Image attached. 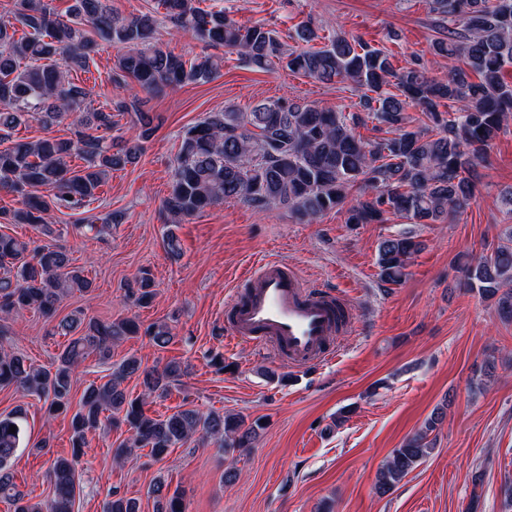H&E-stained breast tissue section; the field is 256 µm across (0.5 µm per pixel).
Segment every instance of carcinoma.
<instances>
[{
    "mask_svg": "<svg viewBox=\"0 0 512 512\" xmlns=\"http://www.w3.org/2000/svg\"><path fill=\"white\" fill-rule=\"evenodd\" d=\"M201 2L158 0L157 8L177 30L192 33L207 46L235 52L258 70L286 68L323 83L349 84L363 92L361 107L386 126L388 136L365 142L353 132L361 122L359 114L348 117L294 99L212 112L181 136L171 189L162 204L172 222L228 199L240 200L258 214L282 206L312 219L343 203L353 189L359 196L348 209L349 224H380L390 212L411 224H439L470 205L478 165L498 133L512 122V84L504 80L505 67L512 66V0H430L443 29L450 22L460 27V32L451 31L432 45L433 55L448 61L444 78L428 75L423 67L398 71L390 55L360 39L334 35L314 48L310 43L321 39L320 29L309 21L295 29L297 40L308 47L290 49L264 24L243 26L222 10L200 7ZM89 27L125 49L114 82L131 79L147 95L205 83L218 74L219 63L211 55L186 61L154 44L156 20L151 14L125 17L112 10L109 0H70L62 16L49 0H13L7 18H0V143L9 142L0 148V191L17 197L20 207L0 212L5 223L47 230L50 212L62 209L80 216L91 231L123 223L120 211L104 214L100 228L83 214L112 171L137 163L156 125L144 109L145 100L136 94L103 108L88 107L91 89L72 81L69 73L89 64ZM450 102H465L467 107L450 112ZM411 107L428 119L429 128H408L405 112ZM129 112L134 115L131 136L112 135L121 130L118 117ZM64 117L72 118L67 138H12V132L31 119L51 126ZM75 159L82 164H73ZM40 187L53 194L35 195L33 190ZM423 248L412 230L382 240L377 260L382 280L402 283L412 258ZM464 272L470 288L495 300L498 313L512 319L511 247L481 255L465 264ZM91 286L64 249L0 235V316L33 309L51 318L65 298ZM128 293L136 305L148 306L156 297L154 281L145 273L129 285ZM57 329L69 342L52 371L34 366L21 354L0 350V387L16 386L44 398L48 418H68L72 433L71 453L50 464L51 496L33 503L10 466L18 449L28 447L24 413L17 409L0 415V499L14 512H74L86 433L106 422L124 424L132 432L131 442L115 451L116 459L132 448H147L151 458L161 461L196 435L213 438L224 449L253 447L258 422L248 424L234 414L197 409L157 418L146 414L149 399L164 395L183 374L176 361L158 370L128 357L106 382L86 387L77 408H72L79 363L91 351L110 359L112 345L138 335L140 324L133 318L86 319L75 311L62 318ZM145 335L159 348L173 339L165 323L150 325ZM136 374L142 377L143 393L130 398L121 384ZM440 419L434 414L392 450L378 480L380 494L388 493L431 453ZM151 495L159 512H184L180 489L171 492L159 482L152 485ZM106 512H139V504L114 492Z\"/></svg>",
    "mask_w": 512,
    "mask_h": 512,
    "instance_id": "cac0c4a2",
    "label": "carcinoma"
}]
</instances>
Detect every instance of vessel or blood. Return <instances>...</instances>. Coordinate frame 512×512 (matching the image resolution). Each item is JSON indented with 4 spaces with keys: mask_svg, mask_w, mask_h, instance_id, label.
Here are the masks:
<instances>
[{
    "mask_svg": "<svg viewBox=\"0 0 512 512\" xmlns=\"http://www.w3.org/2000/svg\"><path fill=\"white\" fill-rule=\"evenodd\" d=\"M354 323L338 296L307 286L288 262L265 259L238 280L224 306L227 336L269 349L290 370L325 363L333 340Z\"/></svg>",
    "mask_w": 512,
    "mask_h": 512,
    "instance_id": "1",
    "label": "vessel or blood"
}]
</instances>
